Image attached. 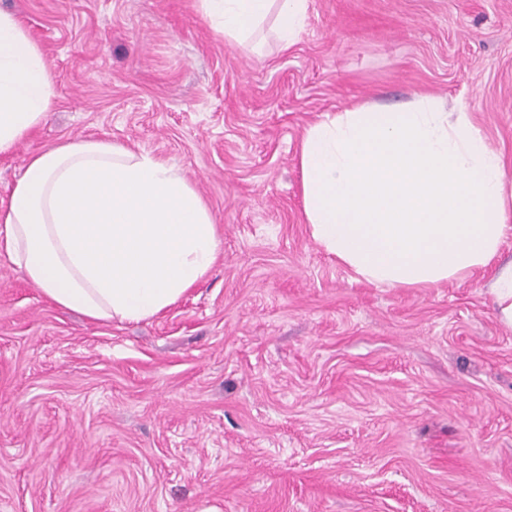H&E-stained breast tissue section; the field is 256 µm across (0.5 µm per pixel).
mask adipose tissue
<instances>
[{"instance_id":"ef3b65f1","label":"adipose tissue","mask_w":512,"mask_h":512,"mask_svg":"<svg viewBox=\"0 0 512 512\" xmlns=\"http://www.w3.org/2000/svg\"><path fill=\"white\" fill-rule=\"evenodd\" d=\"M309 0H200L210 26L248 43L273 20L282 46ZM56 82L43 47L0 11V155L47 118ZM314 240L367 281L429 288L490 267L512 197L500 155L466 109L432 96L362 103L309 126L299 152ZM58 307L101 321L158 316L203 281L215 218L167 160L78 138L31 155L0 212V254Z\"/></svg>"}]
</instances>
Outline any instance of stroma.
Returning <instances> with one entry per match:
<instances>
[{
  "label": "stroma",
  "instance_id": "35a3bbf8",
  "mask_svg": "<svg viewBox=\"0 0 512 512\" xmlns=\"http://www.w3.org/2000/svg\"><path fill=\"white\" fill-rule=\"evenodd\" d=\"M57 98L0 156L68 139L152 152L195 185L220 256L177 304L101 322L0 255V512H512V325L490 272L368 282L320 247L299 149L322 114L464 106L512 180V0H309L263 55L199 0H0Z\"/></svg>",
  "mask_w": 512,
  "mask_h": 512
}]
</instances>
